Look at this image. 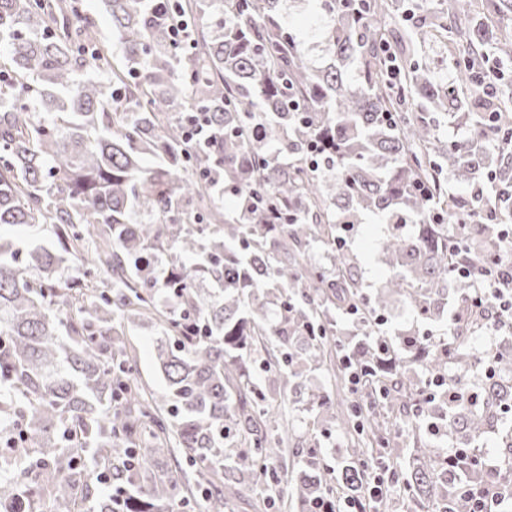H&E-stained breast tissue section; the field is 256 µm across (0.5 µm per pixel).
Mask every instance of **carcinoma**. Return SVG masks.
I'll return each instance as SVG.
<instances>
[{"label":"carcinoma","mask_w":512,"mask_h":512,"mask_svg":"<svg viewBox=\"0 0 512 512\" xmlns=\"http://www.w3.org/2000/svg\"><path fill=\"white\" fill-rule=\"evenodd\" d=\"M317 0L311 29L331 61L314 66L280 12V0H101L124 66L107 75V51L80 0H0V409L18 427L8 455L29 466L24 483L0 474V507L84 512L66 487L104 470L119 498L92 512H170L198 488L206 512H224L232 477L281 496L283 474L270 462L289 452L288 431L268 433L267 395L255 379L291 385L331 354L336 319L350 307L361 337L347 354L368 373L365 402L336 417L330 395L311 394L317 414L353 435L339 475L314 457L297 467L295 498L364 503L369 455L379 450L392 479L408 491L406 512H472L454 471L483 478L470 463L487 418L512 407V362L497 352L508 383L483 380L469 336L479 323L457 321L474 285L454 269L489 262L498 226L480 224L476 187L489 184L496 220H512V31L479 15L474 0ZM512 19V0H486ZM192 46L172 41L169 24H196ZM409 32L394 36L385 19ZM462 43L448 73L416 58L426 39ZM206 112L211 138L187 143L186 113ZM465 129L441 142V122ZM262 124L260 136L253 127ZM326 165L309 164L310 143ZM422 186L425 193L416 187ZM472 187L470 196L460 187ZM233 201L220 210L216 199ZM374 217L391 226L379 242L390 269L369 296L350 249L336 240ZM53 224L57 244L21 248L3 230ZM174 242L163 297L153 258ZM324 248L334 269L310 262ZM106 276V288L65 277ZM398 299L422 321L455 310L448 337L388 336L377 316ZM145 319L160 330L156 361L166 381L157 397L134 373L135 359L114 319ZM471 389L482 408L429 409L458 436L450 465L415 428L407 450L375 407L420 400L423 379ZM231 438L248 453H230ZM135 449L139 466L129 469ZM181 456L183 472L150 469L157 454Z\"/></svg>","instance_id":"carcinoma-1"}]
</instances>
